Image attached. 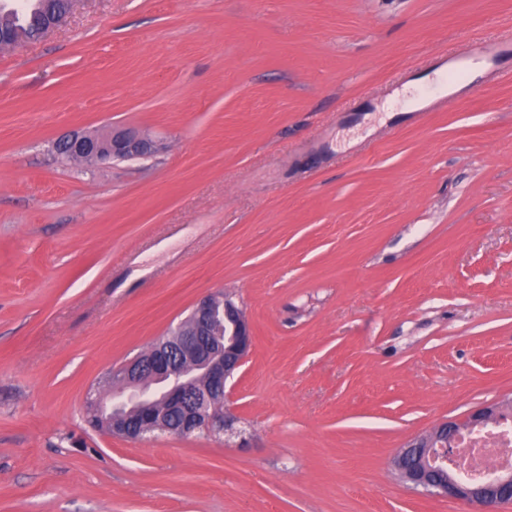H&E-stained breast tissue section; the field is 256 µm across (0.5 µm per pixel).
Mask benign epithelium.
<instances>
[{
	"mask_svg": "<svg viewBox=\"0 0 512 512\" xmlns=\"http://www.w3.org/2000/svg\"><path fill=\"white\" fill-rule=\"evenodd\" d=\"M73 0H58L53 14L31 33L16 23L0 19V46L40 38L58 27L69 14ZM63 159L94 158L99 162L133 159L155 154L161 144L136 130L111 128L99 134L74 133L56 145ZM191 325L178 324L171 336L138 354L112 378V391L104 405L112 410V435L140 441L147 434L146 424L166 427L165 417L180 415L181 424L171 430L177 436L224 429L227 437H240L229 411L220 415L207 410L199 383L224 392L229 380L244 365L253 343V331L243 310L231 299L217 303L207 295L193 307ZM509 404L496 401L479 407L462 420L439 423L430 432L411 438L394 459L399 481L414 493L444 495L476 507L479 512H498L500 505L512 502V471H503L485 483L464 482L454 472L446 479L435 478L436 461L447 460L448 443L464 427L481 426L502 415Z\"/></svg>",
	"mask_w": 512,
	"mask_h": 512,
	"instance_id": "benign-epithelium-1",
	"label": "benign epithelium"
}]
</instances>
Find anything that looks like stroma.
I'll list each match as a JSON object with an SVG mask.
<instances>
[{
  "instance_id": "stroma-1",
  "label": "stroma",
  "mask_w": 512,
  "mask_h": 512,
  "mask_svg": "<svg viewBox=\"0 0 512 512\" xmlns=\"http://www.w3.org/2000/svg\"><path fill=\"white\" fill-rule=\"evenodd\" d=\"M111 127L165 149L58 161ZM217 292L246 444L94 430ZM508 397L512 0H75L0 53V512H473L393 460Z\"/></svg>"
}]
</instances>
